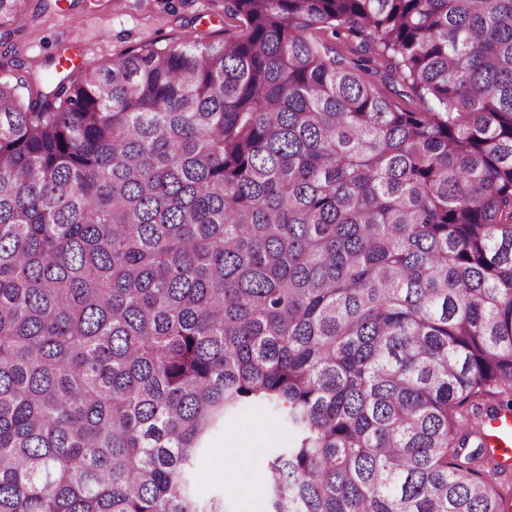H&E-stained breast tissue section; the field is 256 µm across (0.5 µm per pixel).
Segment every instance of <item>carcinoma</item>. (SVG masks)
Segmentation results:
<instances>
[{
    "mask_svg": "<svg viewBox=\"0 0 512 512\" xmlns=\"http://www.w3.org/2000/svg\"><path fill=\"white\" fill-rule=\"evenodd\" d=\"M224 12L222 44L0 81V512H205L245 406L294 434L272 512H504L512 0ZM359 74L361 78L371 81L382 96L391 100L398 107L407 110H416L424 107L423 103L417 97L399 95V93H403L404 89L400 85L399 78L397 76L392 81H383L379 75L373 76L366 73ZM486 438L495 456L490 458L493 470L500 476L512 473V412H503L486 424Z\"/></svg>",
    "mask_w": 512,
    "mask_h": 512,
    "instance_id": "carcinoma-1",
    "label": "carcinoma"
}]
</instances>
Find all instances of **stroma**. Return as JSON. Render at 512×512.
<instances>
[{
    "mask_svg": "<svg viewBox=\"0 0 512 512\" xmlns=\"http://www.w3.org/2000/svg\"><path fill=\"white\" fill-rule=\"evenodd\" d=\"M26 21L0 38V78L36 73L52 76L62 59L73 64L103 63L126 49L150 43L162 48L195 37L222 43L237 30L224 16V0H28ZM293 440L268 409L246 408L205 442L193 489L205 507L221 512H269L263 472L269 460ZM247 449L255 478L224 465V455Z\"/></svg>",
    "mask_w": 512,
    "mask_h": 512,
    "instance_id": "obj_1",
    "label": "stroma"
}]
</instances>
